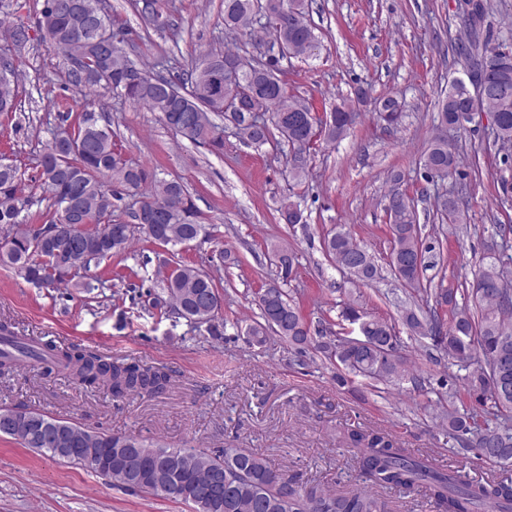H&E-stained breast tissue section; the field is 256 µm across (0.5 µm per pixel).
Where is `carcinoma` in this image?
I'll use <instances>...</instances> for the list:
<instances>
[{
  "label": "carcinoma",
  "instance_id": "obj_1",
  "mask_svg": "<svg viewBox=\"0 0 512 512\" xmlns=\"http://www.w3.org/2000/svg\"><path fill=\"white\" fill-rule=\"evenodd\" d=\"M94 0H43L45 7L36 14L35 24L52 22L59 39L54 46L68 60L76 81L85 88H101L114 95L159 112L166 125L192 144L224 148V126L235 124L237 136L247 145H263L276 138L310 152L316 140L335 142L356 124L359 113L343 102V111L330 113L318 139L311 138L306 115L313 111L299 96L279 97L274 88L287 92L276 63L262 61L237 47L213 48L177 75L166 78L153 65L131 59L121 47L128 30L109 17L105 25L112 35L111 54L95 46L79 44L94 38L91 16ZM143 22L163 16L158 0H135ZM305 0H224V35L252 36L253 29L266 24L271 41L285 45L288 57L305 58L318 48V36L306 19ZM478 16L466 22L471 38L472 65L488 63L492 80L512 88V48L480 46ZM31 25L17 15L12 4L0 2V39L10 37L19 45L31 41ZM137 69L144 81L124 85L122 75ZM224 80V106L216 105L210 94L215 78ZM20 65L11 71L10 81L0 83V101H16ZM405 104L396 97L374 100L378 118L392 125L399 121ZM484 112L497 114L495 138L512 144V93L480 94L468 89L463 78L454 79L441 100V125L462 129ZM98 114L83 109L78 114L60 112L49 129L51 138L64 144L46 157L41 168L42 185L50 186L49 212L45 222L29 224L25 212L32 200L22 189L20 168H0V266L18 273L27 282L50 287L70 282L82 272L126 249L135 230L163 245H185L210 236L208 225L192 203L184 185L159 179L138 165L122 158L112 140V131L101 135ZM424 168L433 177L445 179L460 165L456 153L448 151V140L433 138L423 156ZM395 186L385 200L391 254L389 266L394 276L410 285L411 294L425 302V315L417 314L419 304L403 310L405 323L423 336H431L441 353L472 368L464 390L481 409L459 408L458 392L448 395V408L437 414L446 432L464 448H470L487 461L512 466V256L495 252L476 275L485 284L475 298L470 288H433L424 283L426 266L417 263L427 239L421 235L417 212L418 192L396 184L404 175L392 176ZM141 197L142 217L132 224L112 221L114 187ZM170 198L190 202L189 208L174 211L165 224L150 219L152 205ZM77 201L85 223L89 224L83 242L68 248L58 262L54 246L40 239L59 224L70 223L66 206ZM432 209L441 223L457 220V202L436 194ZM324 250L331 262L353 283L367 284L380 277L373 255L361 247L347 230L324 237ZM163 288L153 306L173 311L192 324H210L218 314L221 300L213 277L206 271L177 265L166 272ZM258 320L248 328L252 341L261 344L269 333L286 339L296 354L310 348L336 366V382L360 377L372 384H389L404 378L406 357L401 347L387 346L395 325L371 317L351 303L340 311L343 322L365 325V334L377 346L342 345L330 328L311 330L297 303L280 287L265 289V297L255 296ZM13 347V353L0 357V368L10 370L15 363L35 357L44 364L65 370L73 379L98 385L121 398L129 394H161L169 387L171 372L164 366H146L136 361L108 360L97 351L78 346H58L52 341L34 346L18 340L8 322L0 323V342ZM9 417L6 436L25 448L72 466L93 472L126 489L187 504L192 512H388L387 504L374 488L412 490L422 487L439 512H512V478L467 479L457 471L447 472L423 455L400 446L397 439L381 429H352L347 447L356 449L361 476L366 483L351 493H331L302 486L288 471L272 467L262 455L244 448L219 452L203 448H166L135 436L90 431L75 422L33 409L0 408V417Z\"/></svg>",
  "mask_w": 512,
  "mask_h": 512
}]
</instances>
